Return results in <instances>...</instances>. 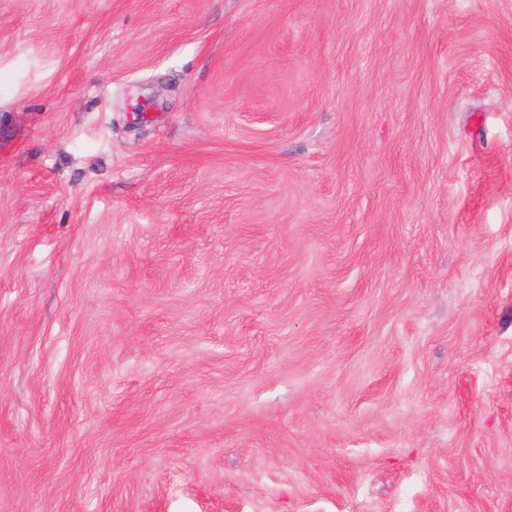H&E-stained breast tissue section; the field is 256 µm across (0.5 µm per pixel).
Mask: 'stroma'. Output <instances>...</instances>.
I'll return each mask as SVG.
<instances>
[{"label":"stroma","instance_id":"1","mask_svg":"<svg viewBox=\"0 0 512 512\" xmlns=\"http://www.w3.org/2000/svg\"><path fill=\"white\" fill-rule=\"evenodd\" d=\"M0 512H512V0H0Z\"/></svg>","mask_w":512,"mask_h":512}]
</instances>
